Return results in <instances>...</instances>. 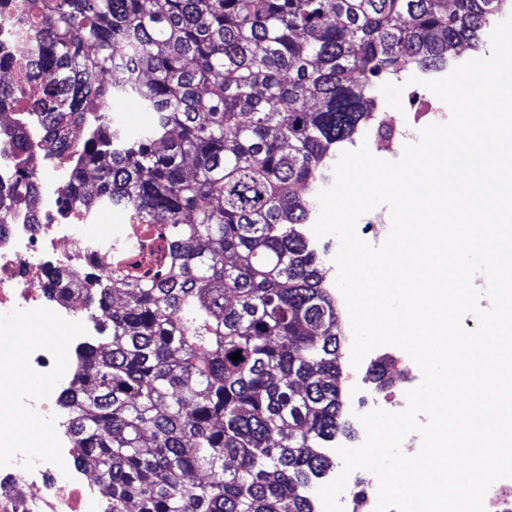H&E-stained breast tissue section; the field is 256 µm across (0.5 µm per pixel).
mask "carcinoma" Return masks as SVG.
<instances>
[{"label": "carcinoma", "mask_w": 512, "mask_h": 512, "mask_svg": "<svg viewBox=\"0 0 512 512\" xmlns=\"http://www.w3.org/2000/svg\"><path fill=\"white\" fill-rule=\"evenodd\" d=\"M503 0H31L43 83L17 183L121 207L112 276L48 274L97 336L59 397L104 512H318L341 420L336 296L301 230L377 81L478 44ZM153 113L128 134L102 109ZM238 352L242 360L231 355Z\"/></svg>", "instance_id": "1"}]
</instances>
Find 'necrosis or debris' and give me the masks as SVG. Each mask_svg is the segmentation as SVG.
<instances>
[{"label":"necrosis or debris","mask_w":512,"mask_h":512,"mask_svg":"<svg viewBox=\"0 0 512 512\" xmlns=\"http://www.w3.org/2000/svg\"><path fill=\"white\" fill-rule=\"evenodd\" d=\"M35 40L27 0H0V73L7 75L9 86L40 81ZM16 168L13 150L0 139V316L18 318L23 331L32 335L23 369H15L8 352L0 347V375L12 381L11 390L0 389V406L11 409L9 424H0V506H7L9 512H84L95 482L57 481L55 473L65 467L69 456L65 444L56 443L53 453L44 457L23 439L30 416L51 415L58 385L66 380L68 370L67 340H44L34 331L48 321L89 328L88 314L78 300L59 304L49 298L45 273L58 269L75 278L93 263L100 277H110L112 244L125 227L104 223L99 213L58 214L61 167L38 154L29 164L30 203H9ZM87 224L94 225L93 233H84ZM32 374L43 379V388L35 396L21 389Z\"/></svg>","instance_id":"1"}]
</instances>
